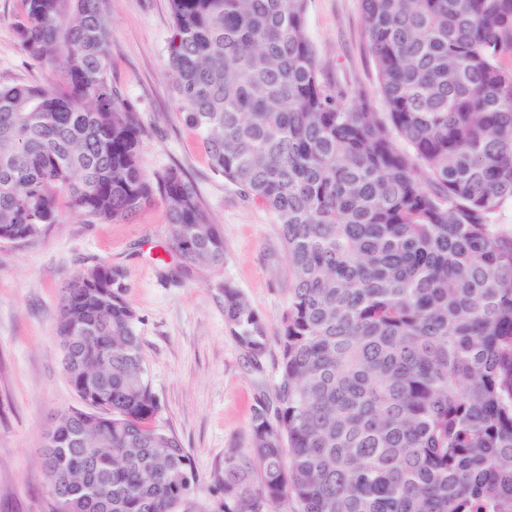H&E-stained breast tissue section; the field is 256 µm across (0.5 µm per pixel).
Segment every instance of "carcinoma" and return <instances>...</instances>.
<instances>
[{"label":"carcinoma","mask_w":512,"mask_h":512,"mask_svg":"<svg viewBox=\"0 0 512 512\" xmlns=\"http://www.w3.org/2000/svg\"><path fill=\"white\" fill-rule=\"evenodd\" d=\"M168 65L215 173L274 216L292 277L274 398L252 447L193 495L159 427L112 268L67 281L56 332L83 408L54 455L112 512H512V0H360L386 111L334 89L307 0H168ZM18 48L62 77L0 86V242L66 211L125 219L160 198L187 268L224 266V236L176 167L148 175L135 106L112 86L107 0H24ZM231 335L253 360L264 324L230 282Z\"/></svg>","instance_id":"carcinoma-1"}]
</instances>
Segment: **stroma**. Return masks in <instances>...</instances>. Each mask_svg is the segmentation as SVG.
<instances>
[{"label":"stroma","mask_w":512,"mask_h":512,"mask_svg":"<svg viewBox=\"0 0 512 512\" xmlns=\"http://www.w3.org/2000/svg\"><path fill=\"white\" fill-rule=\"evenodd\" d=\"M112 83L139 111V162L149 173L176 167L194 185L224 235L220 270L186 274L167 244L156 200L128 220L87 224L75 214L29 244L0 243V512H46L41 449L54 415L80 401L62 368L56 334L60 297L77 270L104 262L139 322L142 356L162 412L198 474L195 496L216 498L213 478L234 448L250 447L257 397L279 378L281 321L291 297L287 257L272 215L215 174L198 133L179 117L168 73V0H108ZM23 0H0V85L58 82L47 65L20 53ZM306 28L331 87L385 105L361 21L360 0H307ZM240 289L261 316L267 349L252 361L224 322L223 282Z\"/></svg>","instance_id":"1"}]
</instances>
